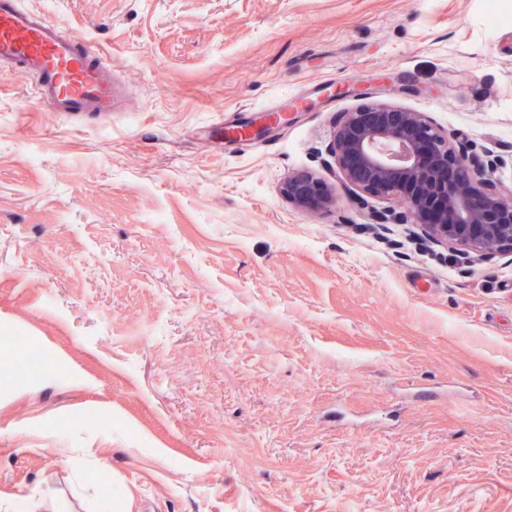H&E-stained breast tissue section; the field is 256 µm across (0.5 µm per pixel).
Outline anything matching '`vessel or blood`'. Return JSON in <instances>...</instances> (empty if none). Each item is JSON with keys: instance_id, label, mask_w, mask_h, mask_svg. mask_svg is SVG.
Instances as JSON below:
<instances>
[{"instance_id": "b4317fda", "label": "vessel or blood", "mask_w": 512, "mask_h": 512, "mask_svg": "<svg viewBox=\"0 0 512 512\" xmlns=\"http://www.w3.org/2000/svg\"><path fill=\"white\" fill-rule=\"evenodd\" d=\"M36 81L40 103L63 117L111 114L112 67L95 47L22 0H0V64Z\"/></svg>"}]
</instances>
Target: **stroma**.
<instances>
[{
    "label": "stroma",
    "mask_w": 512,
    "mask_h": 512,
    "mask_svg": "<svg viewBox=\"0 0 512 512\" xmlns=\"http://www.w3.org/2000/svg\"><path fill=\"white\" fill-rule=\"evenodd\" d=\"M23 2L122 97L75 122L0 75V503L512 512V254L370 223L389 201L329 166L343 114L385 104L512 191V0ZM304 170L335 203L289 202Z\"/></svg>",
    "instance_id": "35a3bbf8"
}]
</instances>
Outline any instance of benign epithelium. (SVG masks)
<instances>
[{"mask_svg":"<svg viewBox=\"0 0 512 512\" xmlns=\"http://www.w3.org/2000/svg\"><path fill=\"white\" fill-rule=\"evenodd\" d=\"M336 174L353 190L395 200L404 211H374L372 220L413 224L431 242L464 259L512 254V193L491 189L498 159L433 126L420 112L361 106L344 114L332 144ZM297 207L326 204L332 189L311 172L288 177L284 188Z\"/></svg>","mask_w":512,"mask_h":512,"instance_id":"benign-epithelium-1","label":"benign epithelium"}]
</instances>
